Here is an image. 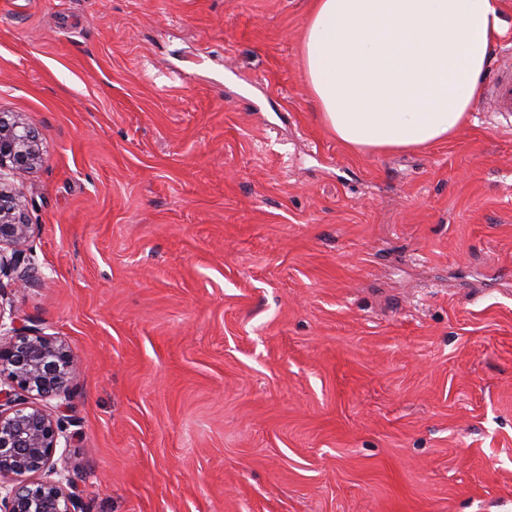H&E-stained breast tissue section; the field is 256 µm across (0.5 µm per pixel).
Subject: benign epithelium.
I'll list each match as a JSON object with an SVG mask.
<instances>
[{"label":"benign epithelium","instance_id":"7a95c632","mask_svg":"<svg viewBox=\"0 0 512 512\" xmlns=\"http://www.w3.org/2000/svg\"><path fill=\"white\" fill-rule=\"evenodd\" d=\"M41 162L35 129L12 112H1L0 168L23 179ZM31 234L21 202L0 186V276L15 274L18 288L38 277ZM81 370L64 341L34 330L20 313L8 324L0 314V375L6 376L0 384V512H79L76 486L54 457L71 440L65 399ZM20 392L27 400L18 398Z\"/></svg>","mask_w":512,"mask_h":512}]
</instances>
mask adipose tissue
I'll return each mask as SVG.
<instances>
[{
	"label": "adipose tissue",
	"mask_w": 512,
	"mask_h": 512,
	"mask_svg": "<svg viewBox=\"0 0 512 512\" xmlns=\"http://www.w3.org/2000/svg\"><path fill=\"white\" fill-rule=\"evenodd\" d=\"M503 24L499 0H312L305 83L347 149L430 147L467 122Z\"/></svg>",
	"instance_id": "obj_1"
}]
</instances>
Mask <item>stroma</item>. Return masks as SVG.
<instances>
[{"instance_id": "obj_1", "label": "stroma", "mask_w": 512, "mask_h": 512, "mask_svg": "<svg viewBox=\"0 0 512 512\" xmlns=\"http://www.w3.org/2000/svg\"><path fill=\"white\" fill-rule=\"evenodd\" d=\"M308 0H0L82 512H512V117L353 153Z\"/></svg>"}]
</instances>
